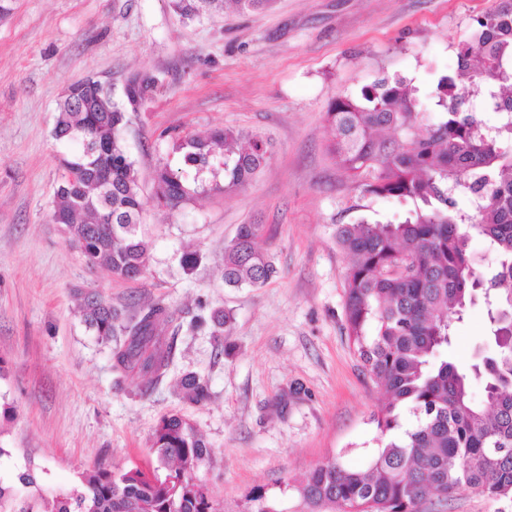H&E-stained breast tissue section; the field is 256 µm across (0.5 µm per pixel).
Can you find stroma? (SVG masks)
I'll return each mask as SVG.
<instances>
[{"label": "stroma", "mask_w": 512, "mask_h": 512, "mask_svg": "<svg viewBox=\"0 0 512 512\" xmlns=\"http://www.w3.org/2000/svg\"><path fill=\"white\" fill-rule=\"evenodd\" d=\"M499 0H276L267 11L188 20L171 0H14L0 19V484L48 497L80 488L94 465L152 462L162 416L187 418L210 447L200 475L224 512H246L263 487L280 512H301L296 485L335 455L364 467L385 393L344 331L348 256L337 225L397 222L410 201L363 191L328 145L330 102L385 75L430 93L457 62L480 15ZM137 73L154 86L124 131L142 185L152 242L144 276L87 267L52 219L63 150L52 137L67 87L87 78L123 102ZM258 134L272 156L247 184L158 207L154 175L177 169V135L217 128ZM277 267L261 287L224 283V245L239 225ZM200 252L193 275L185 254ZM96 291L135 311L161 302L184 320L221 309L224 336L182 330L166 380L148 396L117 383L112 345L89 330L80 305ZM489 333L483 303L456 323L448 359L474 362ZM204 377L210 399L183 401V373ZM33 472L37 484L19 483ZM423 512H512V499L460 491Z\"/></svg>", "instance_id": "obj_1"}]
</instances>
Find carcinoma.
<instances>
[{"label":"carcinoma","mask_w":512,"mask_h":512,"mask_svg":"<svg viewBox=\"0 0 512 512\" xmlns=\"http://www.w3.org/2000/svg\"><path fill=\"white\" fill-rule=\"evenodd\" d=\"M275 0H173L192 20L232 6L241 12ZM472 40L460 45L458 67L439 76L427 96L403 76H384L356 95L332 101L329 151L365 190L416 203L397 223L336 226V245L351 259L344 276L345 329L370 378L388 400L373 422L376 447L365 470L342 456L317 466L297 487L303 512H418L432 495L474 490L512 499V0L476 20ZM152 81L135 74L127 103H117L92 78L72 84L58 104L53 138L75 150L62 160L53 217L90 268L125 280L148 268L151 242L142 232L137 169L126 154L127 108L137 110ZM436 113L429 121L427 113ZM500 122L489 125L480 114ZM240 131L179 136L183 167L164 164L155 199L171 210L205 191L244 186L267 164L269 144L255 135L244 148ZM224 181H218L219 176ZM465 200L472 210L458 208ZM259 225L242 224L224 245V283L260 287L276 274L256 239ZM488 243L493 266L477 271L474 236ZM482 295L492 348L468 368L448 361L453 319ZM86 326L112 346L117 382L138 381L148 395L169 373L178 332L175 313L150 303L129 316L97 293L85 296ZM230 321L221 309L189 322L221 336ZM174 325L172 335L161 327ZM484 383L475 404L471 384ZM182 399L202 404L207 381L180 379ZM155 460L114 471L96 465L83 489L69 495L17 497L0 485V512H224L198 473L208 458L197 429L178 414L163 416L152 436ZM252 512H279L259 491Z\"/></svg>","instance_id":"1"}]
</instances>
